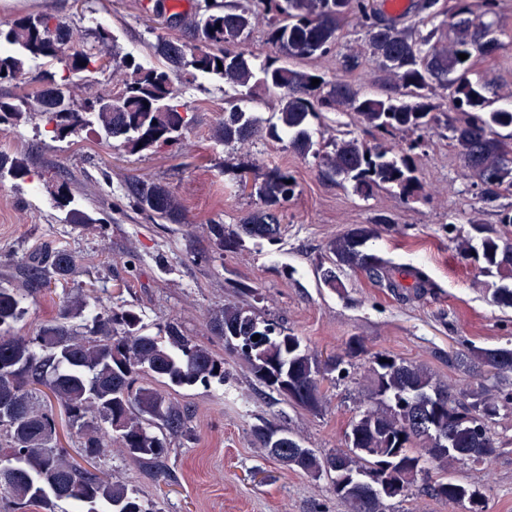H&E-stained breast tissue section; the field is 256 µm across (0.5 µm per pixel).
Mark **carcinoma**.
<instances>
[{
  "label": "carcinoma",
  "instance_id": "1",
  "mask_svg": "<svg viewBox=\"0 0 512 512\" xmlns=\"http://www.w3.org/2000/svg\"><path fill=\"white\" fill-rule=\"evenodd\" d=\"M500 0H480L474 19L469 0H417V20L384 18L375 0H231L205 6L189 17L169 22L188 30L190 40L160 36L151 44L159 59L144 66L109 52L114 38L102 25L91 33L51 14H25L0 27V83H29L26 59L64 63L68 75L124 70L109 92L81 99L74 83L50 76L22 95H0V133L35 115L46 118L54 137L63 139L95 123L106 137L121 139L133 152L181 144L191 121L178 103L175 80L213 75L235 92L261 88L278 96L276 122L263 128L233 101L220 114L214 136L226 145L268 136L288 140L300 155L320 158L331 179L349 183L361 195L395 186L406 199L424 186L416 175L414 146H370L349 133L320 152L310 122L326 112H348L382 135L418 134L439 126L437 99H448L459 118L447 124L450 139L473 177L490 199L512 197V107H491L483 88L472 79L473 58L497 53ZM267 15V40L285 56L299 60L322 57L335 47L351 21L364 30L360 50L344 56L347 69L361 61L386 72L394 91L367 96L351 82L328 80L316 70L290 68L270 59L255 67L243 45L258 17ZM438 23L427 32L422 28ZM467 59H460V55ZM320 83L312 85V79ZM508 134H501V130ZM26 180L25 160L0 152V178ZM288 170L268 172L251 190L262 206L235 225L208 226L213 252L224 257L243 237L273 240L297 183ZM133 206L160 224H183L185 209L164 183L145 177L125 182ZM377 225L361 224L332 240L331 266L321 268L323 281L336 287V270L365 272L379 286L421 294L432 287L420 268L397 265L369 251L366 243ZM487 269H512V243L496 233L480 239ZM31 261L22 283L0 281V495L13 512H56L69 501L86 512H153L137 490L79 468L59 439L54 407L63 411L69 438L88 459L103 455L112 443L129 459L165 472L170 437L188 432L189 414L170 398L166 387L224 384V358L195 343L182 326L169 321L153 335L141 315L123 307L104 308L83 289L59 297V313L33 335L16 332L27 303L51 283L69 284L80 260L58 251ZM211 332L249 365L256 380L293 407L319 412L325 406V376L346 371L350 359L364 355L372 392L345 432V447L319 455L270 422L253 428L259 449L283 466L330 480L336 499L348 512H388L386 502L404 498L417 477L431 470L432 495L466 512H485V495L475 484L452 475L454 465L490 463L497 453L489 422L500 414L501 400L479 381L453 397L424 366L389 352H368L350 339L342 353L322 360L300 337L249 307L224 305L210 321ZM260 339L254 341V335ZM387 362H382V359ZM464 363L478 378L512 372V347H472Z\"/></svg>",
  "mask_w": 512,
  "mask_h": 512
}]
</instances>
